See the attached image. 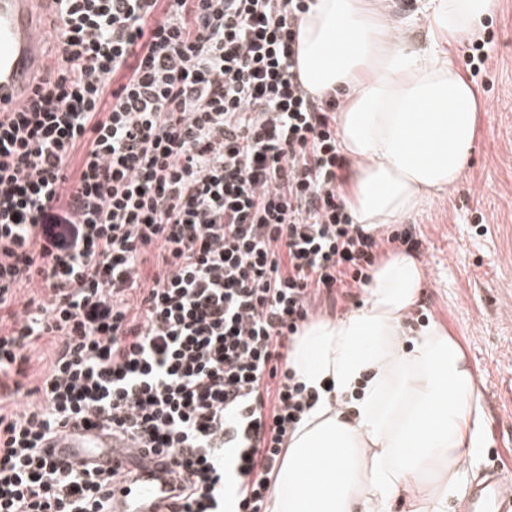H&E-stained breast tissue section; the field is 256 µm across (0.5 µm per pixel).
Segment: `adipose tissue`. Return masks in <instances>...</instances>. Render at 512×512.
Segmentation results:
<instances>
[{
	"label": "adipose tissue",
	"instance_id": "1",
	"mask_svg": "<svg viewBox=\"0 0 512 512\" xmlns=\"http://www.w3.org/2000/svg\"><path fill=\"white\" fill-rule=\"evenodd\" d=\"M299 79L342 93L343 187L353 223L399 224L454 188L477 138L478 102L452 51L476 39L496 0H308ZM422 39H415L416 30ZM417 255L376 265L362 305L305 324L288 357L319 399L288 441L270 512H454L484 440L478 372L450 331L407 319L425 281Z\"/></svg>",
	"mask_w": 512,
	"mask_h": 512
}]
</instances>
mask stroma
Segmentation results:
<instances>
[{
  "label": "stroma",
  "instance_id": "35a3bbf8",
  "mask_svg": "<svg viewBox=\"0 0 512 512\" xmlns=\"http://www.w3.org/2000/svg\"><path fill=\"white\" fill-rule=\"evenodd\" d=\"M478 137L460 183L408 221L427 270L418 314L449 327L480 373L484 446L470 478L512 469V0L485 19Z\"/></svg>",
  "mask_w": 512,
  "mask_h": 512
}]
</instances>
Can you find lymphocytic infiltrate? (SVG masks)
<instances>
[{
	"instance_id": "lymphocytic-infiltrate-1",
	"label": "lymphocytic infiltrate",
	"mask_w": 512,
	"mask_h": 512,
	"mask_svg": "<svg viewBox=\"0 0 512 512\" xmlns=\"http://www.w3.org/2000/svg\"><path fill=\"white\" fill-rule=\"evenodd\" d=\"M61 54L0 113V512H108L72 424L175 468L168 512H268L318 393L288 354L409 228L352 223L306 0H55Z\"/></svg>"
}]
</instances>
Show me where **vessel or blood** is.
<instances>
[{
	"label": "vessel or blood",
	"instance_id": "vessel-or-blood-1",
	"mask_svg": "<svg viewBox=\"0 0 512 512\" xmlns=\"http://www.w3.org/2000/svg\"><path fill=\"white\" fill-rule=\"evenodd\" d=\"M47 0H0V113L20 110L33 96L48 66L44 35L56 26L45 18ZM55 456L96 469L119 471L109 512H159L171 489L161 465L105 428L69 427L51 443ZM467 512H512L500 473L481 476L465 497Z\"/></svg>",
	"mask_w": 512,
	"mask_h": 512
}]
</instances>
